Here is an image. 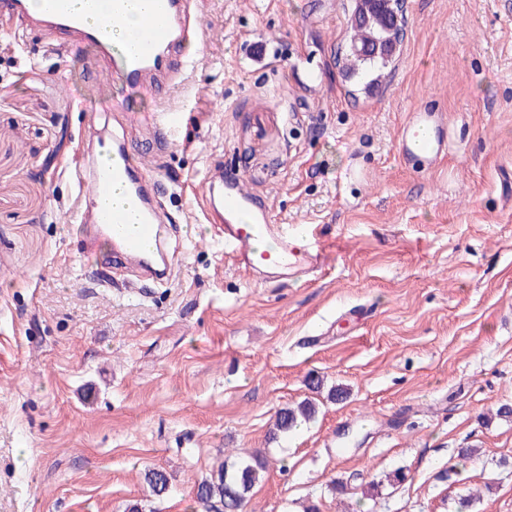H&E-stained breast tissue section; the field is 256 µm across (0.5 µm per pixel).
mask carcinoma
<instances>
[{
	"label": "carcinoma",
	"mask_w": 512,
	"mask_h": 512,
	"mask_svg": "<svg viewBox=\"0 0 512 512\" xmlns=\"http://www.w3.org/2000/svg\"><path fill=\"white\" fill-rule=\"evenodd\" d=\"M347 33L348 47L341 74L368 94L388 77L402 42L396 0H351ZM316 412V404L310 399L283 408L277 415L276 430L286 435L301 423L312 420ZM264 471L263 457L254 453L225 462L215 474L198 483L197 502L204 512H241ZM145 482L158 497L170 487L169 476L161 470L145 473Z\"/></svg>",
	"instance_id": "cac0c4a2"
}]
</instances>
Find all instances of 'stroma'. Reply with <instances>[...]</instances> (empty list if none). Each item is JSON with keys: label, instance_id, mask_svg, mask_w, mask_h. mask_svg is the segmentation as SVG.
<instances>
[{"label": "stroma", "instance_id": "1", "mask_svg": "<svg viewBox=\"0 0 512 512\" xmlns=\"http://www.w3.org/2000/svg\"><path fill=\"white\" fill-rule=\"evenodd\" d=\"M201 2L200 63L165 102L176 146L94 46L52 50L67 33L0 12V512H199L197 482L255 452L247 512H458L469 493L512 512V0H406L389 81L357 96L336 66L349 0ZM417 106L448 118L432 169L398 153ZM91 126L162 159L167 285L82 252ZM215 168L275 223L315 225L323 268L252 281L218 256L196 202ZM307 398L314 420L275 436ZM184 117V112H174L169 108H162L151 116L149 125L166 144L177 145L181 139Z\"/></svg>", "mask_w": 512, "mask_h": 512}]
</instances>
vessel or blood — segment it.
I'll use <instances>...</instances> for the list:
<instances>
[{
	"label": "vessel or blood",
	"instance_id": "b4317fda",
	"mask_svg": "<svg viewBox=\"0 0 512 512\" xmlns=\"http://www.w3.org/2000/svg\"><path fill=\"white\" fill-rule=\"evenodd\" d=\"M0 11L29 19L32 26H49L80 34L112 61V74L132 85L167 88L196 66L194 57L180 54L195 35L190 0H0ZM141 18L138 28L113 43L112 31L129 12ZM165 143L178 144L184 115L166 108L149 121ZM399 154L426 167L448 152V125L426 108L409 112L400 130ZM82 204L76 223L93 225L96 235L112 246V256L167 279L171 267L165 238L167 216L154 201L153 184L143 162L120 138L101 139L94 157L75 172ZM206 213L222 234L224 255L260 279L287 280L307 274L321 263L315 227L302 234L274 223L268 206L247 189L243 176L225 178L220 188L205 185L201 194Z\"/></svg>",
	"mask_w": 512,
	"mask_h": 512
}]
</instances>
